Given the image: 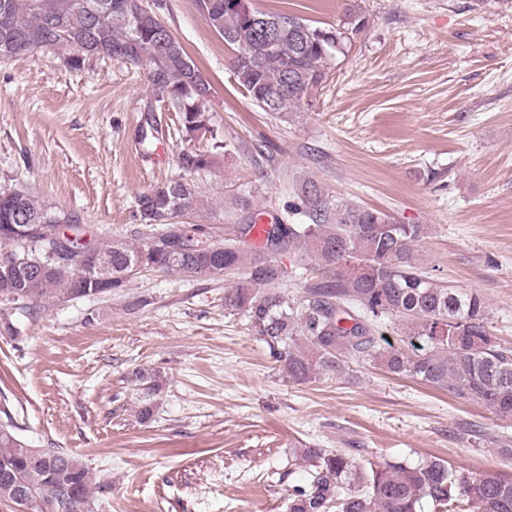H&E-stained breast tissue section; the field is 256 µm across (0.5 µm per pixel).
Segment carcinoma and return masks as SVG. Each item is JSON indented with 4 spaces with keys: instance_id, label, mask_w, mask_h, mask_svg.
I'll return each mask as SVG.
<instances>
[{
    "instance_id": "carcinoma-1",
    "label": "carcinoma",
    "mask_w": 512,
    "mask_h": 512,
    "mask_svg": "<svg viewBox=\"0 0 512 512\" xmlns=\"http://www.w3.org/2000/svg\"><path fill=\"white\" fill-rule=\"evenodd\" d=\"M208 26L238 55L233 74L254 105L274 117L313 105L335 55L368 24L358 0H349L331 28L298 15L260 11L252 0H195ZM0 0V56L22 57L37 50L39 35L51 47L70 52L80 67V49L96 45L129 65L142 63L141 50L165 39L159 11L139 10L136 0ZM149 76L154 96L179 112L189 142L210 141L218 149L207 117L210 84L176 37ZM180 169L210 167L213 153L182 149ZM295 209L306 224L276 222L262 244L247 243L254 225L239 229L240 239L213 240L201 224H179L197 208L196 187L181 179L160 182L137 196L146 237L130 241H82L80 219L48 205L28 190L0 191V300L50 307L60 301L100 297L122 287L141 269H159L206 279L240 268L245 281L225 293L224 308L243 314L250 331L283 363L288 379L304 383L320 373H341L344 360L378 364L398 377L417 379L469 403L491 409L512 421V348L501 345L487 329V306L476 293L446 285L429 275L415 258V243L425 234L420 224H401L374 209L332 203L313 181L300 187ZM41 227L42 244L59 240L72 248L90 247L92 255L78 278L72 270L47 265L25 273L9 257L46 260L45 250L11 231L14 214ZM318 274L303 295L279 291L287 276L277 259ZM408 327V348L385 349L377 329L385 321ZM150 400L158 390L152 377L132 372ZM0 421V502H33L31 512H46L66 501L71 512H92L96 489L89 468L73 455L45 449L38 464L30 444L17 433L7 410ZM309 463L304 483L288 496L287 512H512V474L498 470L474 473L439 458L416 463H364L348 454L306 448Z\"/></svg>"
}]
</instances>
